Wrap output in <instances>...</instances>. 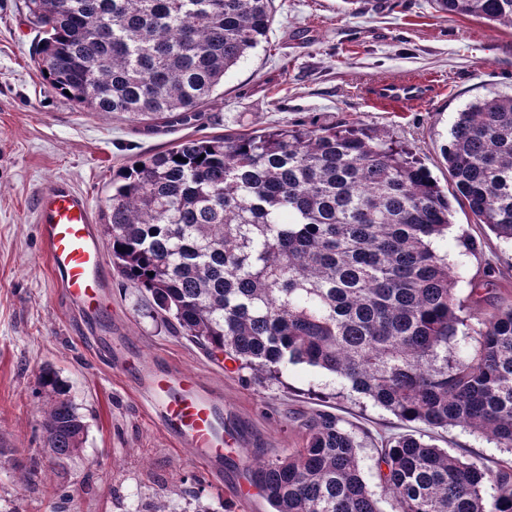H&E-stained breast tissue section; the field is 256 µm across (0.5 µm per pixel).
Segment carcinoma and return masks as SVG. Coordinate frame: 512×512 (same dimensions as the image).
<instances>
[{
	"label": "carcinoma",
	"instance_id": "carcinoma-1",
	"mask_svg": "<svg viewBox=\"0 0 512 512\" xmlns=\"http://www.w3.org/2000/svg\"><path fill=\"white\" fill-rule=\"evenodd\" d=\"M271 2L25 7L55 90L155 128L198 116L227 71L267 39ZM430 4L512 29V0ZM443 158L454 199L512 241V95L457 112ZM449 213L448 196L393 142L296 124L186 138L139 157L112 176L102 233L113 267L168 324L256 380L305 363L402 420L478 431L512 450V305L469 327L466 351L452 354L490 281L472 284V305L457 300L433 248ZM65 394L55 373L41 372L40 428L59 462L85 433ZM304 427L303 447L251 466L272 512H381L361 473L363 437L326 410ZM376 467L396 512H512V461L479 467L407 434L380 449Z\"/></svg>",
	"mask_w": 512,
	"mask_h": 512
}]
</instances>
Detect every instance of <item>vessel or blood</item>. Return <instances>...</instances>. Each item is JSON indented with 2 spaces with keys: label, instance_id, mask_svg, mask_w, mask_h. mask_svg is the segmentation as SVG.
<instances>
[{
  "label": "vessel or blood",
  "instance_id": "obj_1",
  "mask_svg": "<svg viewBox=\"0 0 512 512\" xmlns=\"http://www.w3.org/2000/svg\"><path fill=\"white\" fill-rule=\"evenodd\" d=\"M433 80H390L373 83L369 100L382 109H401L423 103ZM37 224L47 259L63 294L87 314L101 313V300L109 282L103 245L86 197L69 184L56 182L39 195ZM136 390L145 395L164 432L192 459L219 468L229 448L242 434L224 425V401L197 374L162 369L140 359L129 369Z\"/></svg>",
  "mask_w": 512,
  "mask_h": 512
}]
</instances>
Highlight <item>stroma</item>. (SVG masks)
<instances>
[{"mask_svg": "<svg viewBox=\"0 0 512 512\" xmlns=\"http://www.w3.org/2000/svg\"><path fill=\"white\" fill-rule=\"evenodd\" d=\"M267 43L230 69L200 116L185 125L147 128L120 114L87 112L44 81L37 32L23 0H0V512H270L259 494L234 496V482L256 456L302 447L297 418L317 409L342 417L368 438L361 469L382 512H395L375 470L377 451L405 423L330 372L289 366L280 380L255 383L250 370L212 358L168 325L150 296L110 271L103 314L92 318L54 285L36 224L42 189L59 181L101 211L112 176L143 155L184 138L272 130L304 123L356 122L412 150L443 192L451 185L442 155L456 114L497 92L512 94V31L432 9L428 0H273ZM440 87L419 107L384 112L367 84L410 77ZM437 247L468 301L472 282L494 269L484 313L512 303V244L453 204ZM473 238L475 251L459 243ZM138 357L199 374L224 400L227 423L245 435L236 466L215 477L152 419L147 402L116 367ZM67 387L87 432L82 449L58 469L45 462L34 485L18 482V461L44 454L41 368ZM435 443L462 460L494 466L512 458L486 435L451 427ZM69 502H62L59 490Z\"/></svg>", "mask_w": 512, "mask_h": 512, "instance_id": "1", "label": "stroma"}]
</instances>
